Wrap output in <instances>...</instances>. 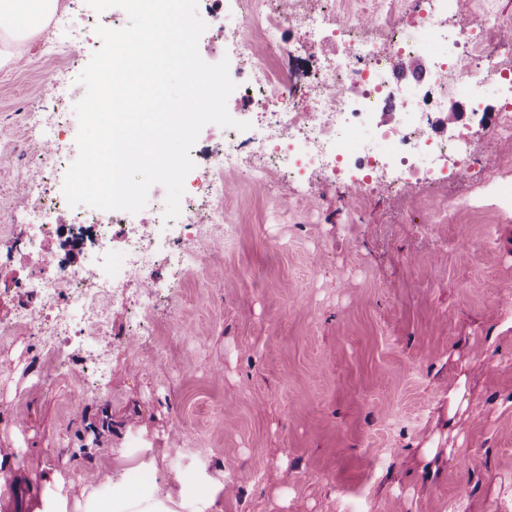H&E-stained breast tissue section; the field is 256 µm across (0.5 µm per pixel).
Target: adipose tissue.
Segmentation results:
<instances>
[{
	"instance_id": "ef3b65f1",
	"label": "adipose tissue",
	"mask_w": 512,
	"mask_h": 512,
	"mask_svg": "<svg viewBox=\"0 0 512 512\" xmlns=\"http://www.w3.org/2000/svg\"><path fill=\"white\" fill-rule=\"evenodd\" d=\"M59 0H0V33L20 40L42 26L57 10ZM109 481L112 496L99 498L95 488L80 486L59 472L31 480L27 495L28 512H172L177 494L175 485L166 483L139 490L124 477Z\"/></svg>"
}]
</instances>
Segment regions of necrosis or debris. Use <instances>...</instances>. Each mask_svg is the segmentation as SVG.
<instances>
[{
    "label": "necrosis or debris",
    "instance_id": "necrosis-or-debris-1",
    "mask_svg": "<svg viewBox=\"0 0 512 512\" xmlns=\"http://www.w3.org/2000/svg\"><path fill=\"white\" fill-rule=\"evenodd\" d=\"M414 34L396 28L382 15L340 19L327 0L316 7L307 0H252L238 24L220 26L225 49L245 60L231 70L236 101L255 114L250 136L224 131L222 148L204 152L185 180L179 217L164 220V195H157L146 221L131 224L123 211L70 207L60 190L78 149L68 140L73 103L85 88L87 33L93 16H58L79 54L71 76L54 85L56 103H32L24 117L36 145L15 167V188L24 206L10 214L24 236L0 238V265L22 273L0 283V299L20 297L12 318L0 324V340L23 331L37 342L39 376L48 379L67 369L71 349L83 352L84 387L100 385L112 365L129 356L140 336L151 333V317L170 303L173 282L157 277L155 267L168 259L180 273L194 271L197 241L223 238L224 177L244 175L264 185L276 174L302 185L318 174L326 191L345 207L371 185L396 187L411 194L440 185L472 182L454 196L456 206L477 209L492 203L512 214V190L476 177L488 160L465 134H431L433 116L447 99L460 98L480 110L487 88L502 91L491 143L512 140V40L499 25L460 17L455 0H409ZM298 28L303 38L287 42L283 32ZM261 43L264 54L253 45ZM289 61L311 59L308 91L298 95L288 75H273L268 55ZM393 115L383 123L382 115ZM89 239L79 263L57 259L62 236ZM126 309V336L112 334V308Z\"/></svg>",
    "mask_w": 512,
    "mask_h": 512
}]
</instances>
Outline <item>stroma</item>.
I'll use <instances>...</instances> for the list:
<instances>
[{
    "label": "stroma",
    "mask_w": 512,
    "mask_h": 512,
    "mask_svg": "<svg viewBox=\"0 0 512 512\" xmlns=\"http://www.w3.org/2000/svg\"><path fill=\"white\" fill-rule=\"evenodd\" d=\"M408 0H334L341 17ZM0 68V225L21 204L11 156L23 114L52 98L65 33L48 23ZM500 101L438 136L483 142ZM233 226L182 281L154 334L83 394L80 362L39 380L30 340L0 345V512L57 471L102 498L111 472L175 484V512H512V217L448 207L437 187L403 206L373 191L338 210L319 181L257 189L225 176ZM467 373L469 417L444 436ZM442 434L435 470L419 449Z\"/></svg>",
    "instance_id": "35a3bbf8"
}]
</instances>
